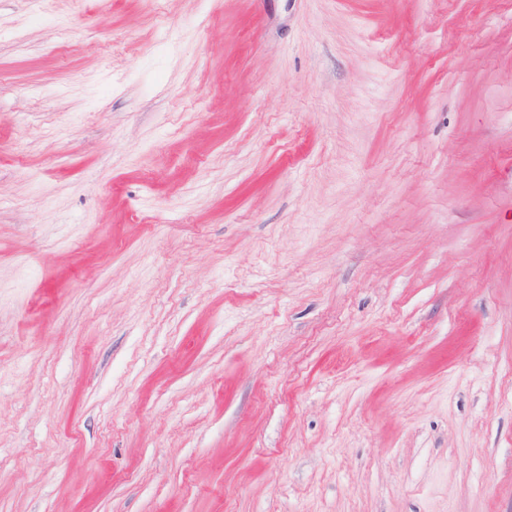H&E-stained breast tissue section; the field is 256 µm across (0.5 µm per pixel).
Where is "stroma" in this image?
Returning a JSON list of instances; mask_svg holds the SVG:
<instances>
[{
    "label": "stroma",
    "mask_w": 512,
    "mask_h": 512,
    "mask_svg": "<svg viewBox=\"0 0 512 512\" xmlns=\"http://www.w3.org/2000/svg\"><path fill=\"white\" fill-rule=\"evenodd\" d=\"M0 512H512V0H0Z\"/></svg>",
    "instance_id": "obj_1"
}]
</instances>
